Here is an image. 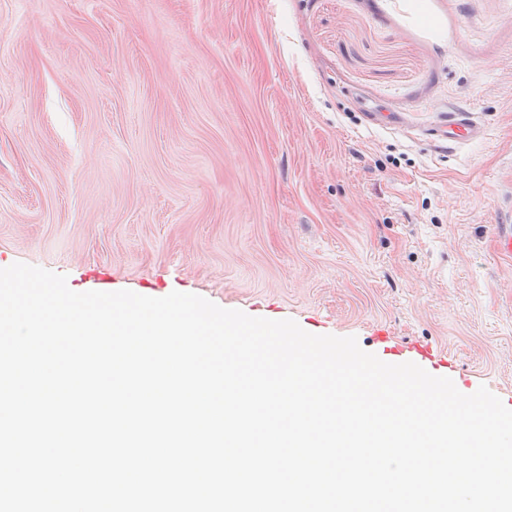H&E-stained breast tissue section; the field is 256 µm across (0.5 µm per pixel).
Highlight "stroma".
I'll return each instance as SVG.
<instances>
[{"label": "stroma", "mask_w": 512, "mask_h": 512, "mask_svg": "<svg viewBox=\"0 0 512 512\" xmlns=\"http://www.w3.org/2000/svg\"><path fill=\"white\" fill-rule=\"evenodd\" d=\"M504 224L512 0H0V268L428 345L512 408ZM481 126L475 120L474 113L467 110H454L448 112V124L436 134L452 142H462L478 138Z\"/></svg>", "instance_id": "stroma-1"}]
</instances>
